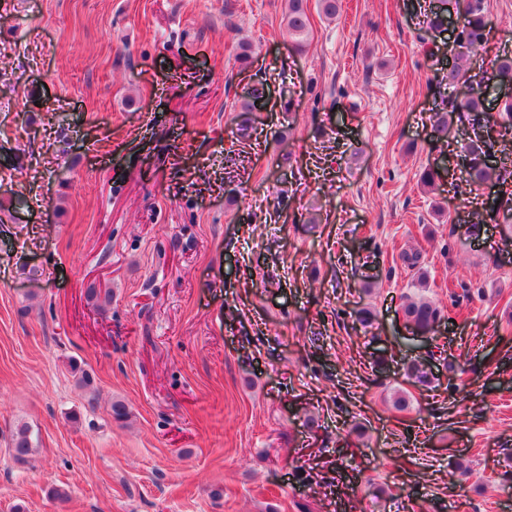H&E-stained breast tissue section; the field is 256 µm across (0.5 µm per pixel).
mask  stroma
<instances>
[{
  "label": "stroma",
  "instance_id": "obj_1",
  "mask_svg": "<svg viewBox=\"0 0 512 512\" xmlns=\"http://www.w3.org/2000/svg\"><path fill=\"white\" fill-rule=\"evenodd\" d=\"M440 5L308 0L298 52L287 0H0V512H512V135L459 192ZM253 83L291 110L243 118ZM403 317L416 333L428 336L435 332L440 310L424 297L409 298L403 306Z\"/></svg>",
  "mask_w": 512,
  "mask_h": 512
}]
</instances>
